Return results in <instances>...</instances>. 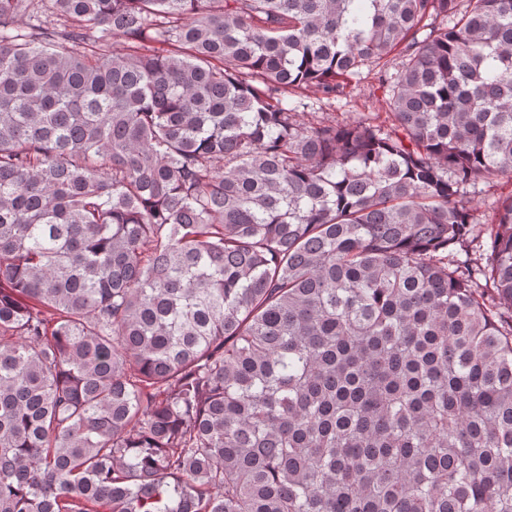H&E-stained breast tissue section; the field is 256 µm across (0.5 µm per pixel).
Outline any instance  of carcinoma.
Listing matches in <instances>:
<instances>
[{
	"mask_svg": "<svg viewBox=\"0 0 512 512\" xmlns=\"http://www.w3.org/2000/svg\"><path fill=\"white\" fill-rule=\"evenodd\" d=\"M511 174L512 0H0V512H512ZM378 68L369 71L363 68L361 78H353L347 82L344 94L336 99H327L313 89L305 92L301 97H294L295 101L302 99L307 108L300 107V120L305 123H317L319 120L350 121L371 118L376 124L386 119L388 112L385 104V92L380 88ZM466 205L472 209L484 240H488L490 219L496 203L512 193V176H494L467 186Z\"/></svg>",
	"mask_w": 512,
	"mask_h": 512,
	"instance_id": "carcinoma-1",
	"label": "carcinoma"
}]
</instances>
